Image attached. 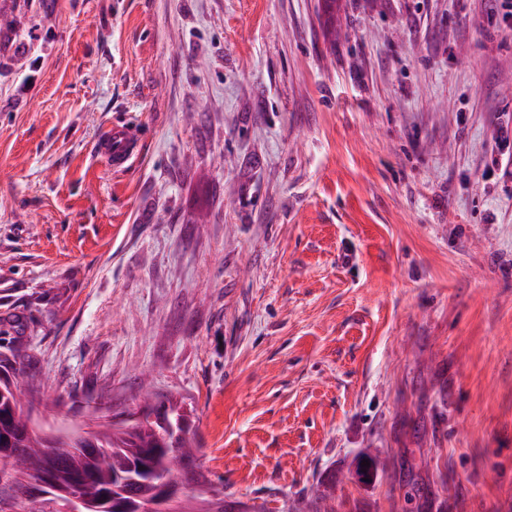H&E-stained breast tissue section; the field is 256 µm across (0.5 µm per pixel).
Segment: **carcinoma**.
<instances>
[{"instance_id": "cac0c4a2", "label": "carcinoma", "mask_w": 512, "mask_h": 512, "mask_svg": "<svg viewBox=\"0 0 512 512\" xmlns=\"http://www.w3.org/2000/svg\"><path fill=\"white\" fill-rule=\"evenodd\" d=\"M16 409L14 397L0 393V451L8 450L22 460L16 486L29 500L44 493L40 475L51 471L64 486L87 480L88 494L101 504L98 512H135L153 499L155 485L166 472L167 455L191 447V442L174 438L177 416L172 414L162 422L103 432L90 451L69 445L43 452L38 439L25 434L14 420ZM201 478L199 472L184 470L170 481L173 490L188 501L191 495L185 493L186 487L201 484Z\"/></svg>"}]
</instances>
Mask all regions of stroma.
I'll return each instance as SVG.
<instances>
[{
	"mask_svg": "<svg viewBox=\"0 0 512 512\" xmlns=\"http://www.w3.org/2000/svg\"><path fill=\"white\" fill-rule=\"evenodd\" d=\"M488 0H0V362L184 408L214 502L512 512V32ZM143 130L113 172L96 143ZM375 478L356 474L359 457Z\"/></svg>",
	"mask_w": 512,
	"mask_h": 512,
	"instance_id": "35a3bbf8",
	"label": "stroma"
}]
</instances>
